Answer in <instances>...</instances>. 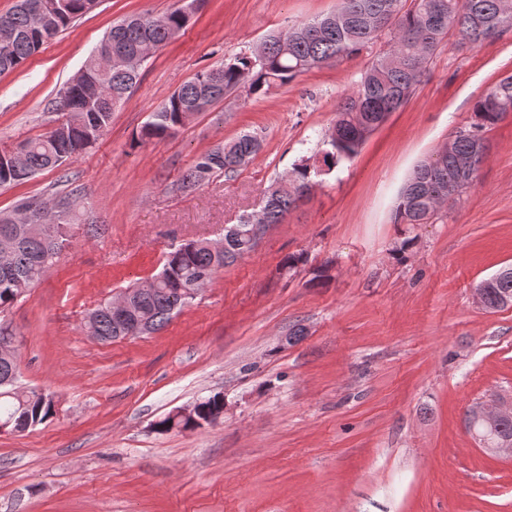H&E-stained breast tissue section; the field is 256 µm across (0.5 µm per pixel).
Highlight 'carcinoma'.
<instances>
[{"label": "carcinoma", "instance_id": "cac0c4a2", "mask_svg": "<svg viewBox=\"0 0 512 512\" xmlns=\"http://www.w3.org/2000/svg\"><path fill=\"white\" fill-rule=\"evenodd\" d=\"M26 0L0 15L19 32L8 48L0 45V76L17 69L37 52L45 41L58 37L76 20L92 12L99 0H66L58 15L48 24L53 34L43 37L32 28ZM186 26L175 9L161 16H149L136 28H113L99 44L105 51L118 50L112 68L100 73L97 52H92L81 67L83 78L98 82L105 97L124 100L139 80L140 72L123 63L147 45L160 49L171 35ZM512 30V0H340V7L317 20L295 24L262 41L248 53L235 55L218 68L203 70L171 94L140 127L137 141L167 139L185 127L203 107H210L224 95L239 88L248 95H261L275 85H286L312 68L338 62L358 54L383 40L388 49L378 55L362 75L355 90L336 108V120L328 135L329 149L322 157H308L294 165L285 180L293 190L270 185L265 192L261 217L247 216L224 229V248L219 251L207 239L192 240L167 253L163 267L151 278V287L135 297L134 313L149 326V332L162 329L172 315L193 300L197 293L225 267L249 255L256 242L248 236V225L282 223L290 210L310 192L314 178L331 171L341 161L353 158L367 135L379 126L385 112L402 107L420 83L427 65L448 36L455 34L461 43L477 46L497 39ZM70 90V110L62 129L45 132L23 141L19 165L0 160V187L20 184L37 173L56 169L92 147L112 123V110L101 103L88 107L80 89ZM512 112V74L498 80L474 105L471 122L450 137L452 151L439 150L419 164L395 209L398 224H429L438 215L440 203L448 200V184L453 182L462 194L474 182L483 159L468 169L459 168L461 159H470L476 142H486L484 132ZM257 136L241 134L202 154L181 179V188L192 189L216 173H234L261 150ZM30 211L37 216L43 231L22 233L17 247L9 254L0 249V313L8 309L54 266L69 243L60 216L47 206L24 202L11 213L0 212V225L11 224L16 215ZM486 288V308H501L500 300L512 297V273L489 277L478 284ZM84 326L103 340L119 337L112 317L103 307L92 310ZM18 358H0V425L7 430L25 432L43 423L53 410L51 398L36 390L17 386ZM224 397L215 394L199 401L196 418L220 415Z\"/></svg>", "mask_w": 512, "mask_h": 512}]
</instances>
